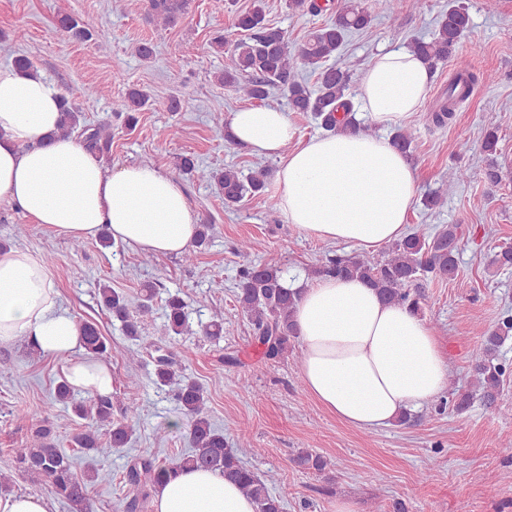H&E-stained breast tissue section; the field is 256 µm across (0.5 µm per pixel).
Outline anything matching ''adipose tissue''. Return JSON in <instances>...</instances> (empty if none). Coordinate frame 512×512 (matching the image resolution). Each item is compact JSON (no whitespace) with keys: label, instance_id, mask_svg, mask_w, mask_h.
Wrapping results in <instances>:
<instances>
[{"label":"adipose tissue","instance_id":"adipose-tissue-1","mask_svg":"<svg viewBox=\"0 0 512 512\" xmlns=\"http://www.w3.org/2000/svg\"><path fill=\"white\" fill-rule=\"evenodd\" d=\"M427 63L411 51L380 53L365 70L360 104L381 135L325 134L299 140L287 114L264 106L231 112L232 139L275 157L274 192L287 223L324 242L374 251L399 240L417 175L386 130L423 103ZM62 100L42 74L0 66V206L75 239L108 233L145 254L179 255L197 219L179 183L150 164L109 168L62 135ZM294 321L303 344L300 377L339 421L362 431L391 425L433 402L449 364L433 329L407 307L385 303L359 279L322 277L302 289ZM23 343L66 361L70 386L112 393V370L81 356L76 318L60 305L55 277L33 253L0 250V346ZM155 512H256L254 500L220 473L182 470L154 493Z\"/></svg>","mask_w":512,"mask_h":512}]
</instances>
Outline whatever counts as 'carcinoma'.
I'll return each instance as SVG.
<instances>
[{
  "instance_id": "cac0c4a2",
  "label": "carcinoma",
  "mask_w": 512,
  "mask_h": 512,
  "mask_svg": "<svg viewBox=\"0 0 512 512\" xmlns=\"http://www.w3.org/2000/svg\"><path fill=\"white\" fill-rule=\"evenodd\" d=\"M189 0H147V17L151 21L172 26L187 13ZM289 8L305 14L327 9L318 0H289ZM371 14L359 0H346L336 10L335 20L312 32L297 51L288 45L286 32L268 22L262 0H255L253 8L236 16L235 28L239 38L230 40L224 34L212 39L222 50L232 47V67L224 70L220 81L235 88L249 100L264 101L271 91L278 89L287 94L293 112H302L316 120L328 133L338 130L369 132L371 128L358 122L354 105L349 98L353 73L345 67L329 65L347 37L367 28ZM470 17L458 0H448V10L440 19L437 29L428 40L417 39L410 51L433 68L440 63L453 62L456 73L448 89L435 107L426 113V120L438 127L445 125L455 108L466 101L478 77L471 72V63L455 57V47L468 29ZM56 32L68 40L84 42L93 38L92 21L63 14L55 24ZM303 64L317 73L314 87L297 77L298 65ZM148 103V96L139 89L129 90L115 101L113 111L125 115L128 127L136 126L137 114ZM61 130L71 134L81 131V143L107 160L112 150V129L108 125L81 126V114L68 100H63ZM498 135L495 128L486 129L481 149L487 159L486 177L498 182L500 171L494 155L497 153ZM208 180L213 182L224 199V207L234 208L247 196H261L266 192L264 173L245 177L234 166L212 170ZM458 238L456 227L450 225L431 235L419 227L412 228L401 240L389 248L385 258L372 264L360 257H330L312 270L315 277L336 276L358 278L375 288L384 300L420 310V281L432 275L444 278L456 271ZM157 283L144 286L141 301L131 309L127 296L108 285L100 288L103 305L119 321L123 333L132 340L141 338L144 317L152 311ZM237 302L253 327L255 340L264 347L270 360L279 359L288 352L291 339L297 337L293 313L299 291L285 286L282 270L270 263L248 261L237 274ZM188 304L178 294L165 300V320L157 331L161 343L155 345V383L172 387V398L189 424L190 451L172 462H160L150 456H140L128 465L125 480L133 495L123 504L124 512H140L147 491L175 477L178 471L204 469L217 471L235 481L251 496L256 512H283L280 496L272 493L254 472L241 462L236 449L226 446L224 432L215 428L207 414V399L203 388L189 379L176 378L173 361L162 341L183 333L187 323ZM86 355L104 358L112 350L110 341L102 335L98 325L89 320L79 321ZM203 335L218 340L224 334V316L212 312L202 328ZM512 335V312H505L496 329L484 334L483 342L473 363L476 392L489 407L496 405L504 383L507 367L494 363V354ZM55 401L62 403L80 419L91 420L96 428L74 437L75 447L85 454L105 455L113 448L127 445L133 434L136 408H127L126 421H112V397L74 398L67 381H61L54 393ZM104 430L106 443H101L99 430ZM293 463L303 470L321 472L326 468L322 456L308 450L297 453ZM11 469L28 477L34 484H45L52 494L72 512H89V486L91 477L77 473L74 459L56 448L49 427L36 428L26 447L13 456Z\"/></svg>"
}]
</instances>
